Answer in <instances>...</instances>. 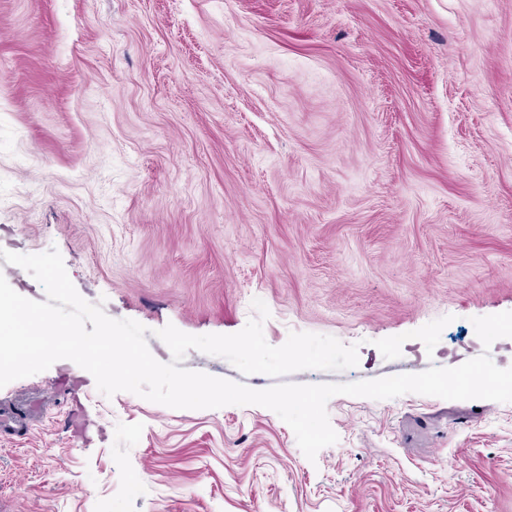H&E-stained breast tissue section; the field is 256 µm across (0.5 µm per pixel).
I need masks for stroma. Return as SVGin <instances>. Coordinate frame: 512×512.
I'll list each match as a JSON object with an SVG mask.
<instances>
[{"mask_svg": "<svg viewBox=\"0 0 512 512\" xmlns=\"http://www.w3.org/2000/svg\"><path fill=\"white\" fill-rule=\"evenodd\" d=\"M0 248L58 249L163 363L156 330L258 298L270 345L358 347L286 382L458 366L512 311V0H0ZM2 405L34 428L0 433V512H512V402L337 395L312 461L270 409L108 398L69 360Z\"/></svg>", "mask_w": 512, "mask_h": 512, "instance_id": "1", "label": "stroma"}]
</instances>
